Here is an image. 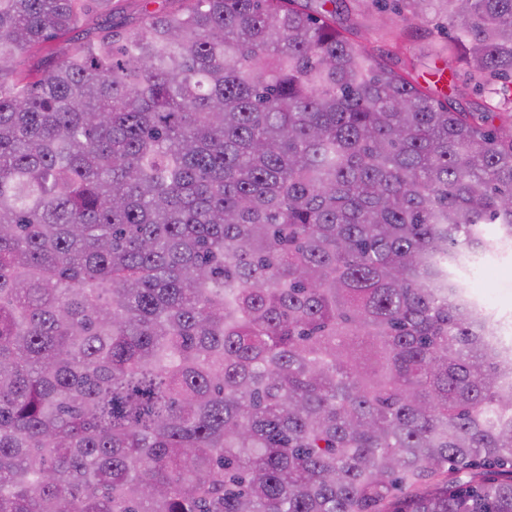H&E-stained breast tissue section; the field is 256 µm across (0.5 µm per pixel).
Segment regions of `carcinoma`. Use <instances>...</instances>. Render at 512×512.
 Segmentation results:
<instances>
[{
	"label": "carcinoma",
	"mask_w": 512,
	"mask_h": 512,
	"mask_svg": "<svg viewBox=\"0 0 512 512\" xmlns=\"http://www.w3.org/2000/svg\"><path fill=\"white\" fill-rule=\"evenodd\" d=\"M173 2L0 0V512H512V340L459 278L512 244V113L339 0ZM394 10L512 82V0ZM141 0H112V23L133 27L136 25L140 8L143 5ZM346 1V7L343 5L336 15V25L349 29L359 45L373 50L394 67L401 66L406 57L414 58L415 75L423 74L428 78L426 74L430 69L442 68L447 79L452 78L448 56L441 54L442 47L449 41L448 34L436 27L431 16L402 22L390 12L380 14L353 0ZM466 74L462 66L455 67V82L459 86L460 92L457 102L461 107L467 110H482L485 104V98L466 85Z\"/></svg>",
	"instance_id": "1"
}]
</instances>
